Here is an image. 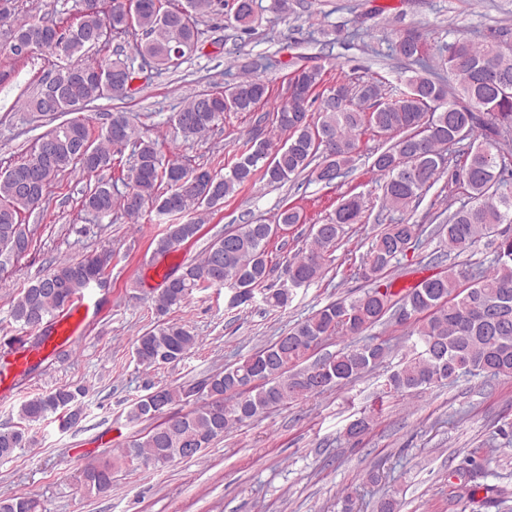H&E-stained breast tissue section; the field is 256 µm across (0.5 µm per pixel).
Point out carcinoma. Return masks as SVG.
I'll use <instances>...</instances> for the list:
<instances>
[{"instance_id": "obj_1", "label": "carcinoma", "mask_w": 512, "mask_h": 512, "mask_svg": "<svg viewBox=\"0 0 512 512\" xmlns=\"http://www.w3.org/2000/svg\"><path fill=\"white\" fill-rule=\"evenodd\" d=\"M226 7L231 24L243 34L261 19L259 0H112V6L101 10L83 9L72 22L41 18L9 23L14 0H0L1 50L15 58V44L35 30L41 36L40 51L56 52L63 59L53 64L28 101L33 110L42 107L52 119L63 121L35 139L25 160L0 172V284L12 257L32 247L34 233L26 217L43 208L50 188L66 171L78 168L92 176L112 168L114 156L130 149L132 162L122 177L125 190L99 178L83 195L81 206L96 217L118 212L137 218L152 209L175 218L155 243L154 255L164 257L196 237L203 215L258 177L277 186L305 172L310 181L325 186L348 177L356 170L359 136L368 131L394 139L372 153V169L384 176L382 209L418 208L446 175L448 193L462 200L442 225L448 252L459 256L494 236L493 258L486 268L453 263L448 271L403 292L383 290L378 280L419 243L422 233L419 224L386 225L372 241L362 268L363 277L376 286L353 300L320 308L237 364L200 381L144 395L127 412L133 423L154 419L152 412L159 408L180 405L186 411L134 436L115 460L84 467L79 482L89 494L112 490L122 463L143 459L166 465L192 459L227 430L302 397L342 387L374 369L383 362L386 347L373 338L321 358L323 373L315 372L317 362L305 361L324 340L357 336L386 316L399 324L417 321L412 353L388 376L391 392L429 388L463 374L512 377V235L499 231V225L512 224V146L504 144L512 135V56L492 41L479 45L456 35L440 55L448 81L437 80L428 76L421 34L407 29L396 35L391 49L420 70L395 83L379 74L337 82L317 95L315 112L309 111L310 100L323 83V73L317 67L301 69L288 79L287 97L276 112L256 116L222 174L190 159L164 161L158 141L143 137L123 111L112 113L110 124L97 134L89 119L66 118L98 100L127 97L143 74L135 58L109 51L112 35L140 36L136 58H149L157 71L175 69L202 49L199 18L221 17ZM91 51L98 57L88 56ZM269 96V82L248 76L221 91L191 96L170 121L184 140H197L227 115L256 112ZM273 129L286 135L283 144H274ZM465 140L467 149L457 148ZM364 208L362 195L352 194L325 222L312 225L311 246L299 250L286 266L289 287L268 289L265 301L283 307L291 289L321 278L325 257L339 248L344 226L356 223ZM189 214L198 218L180 221ZM302 223L300 209L284 206L275 223L238 224L215 239L200 261L164 275L162 288L151 297L160 319L137 337V361L151 368L184 359L197 337L189 326L165 319L170 310L210 286L233 291V304L251 300L254 289L270 275L269 243ZM111 265L108 250L53 261L18 292L10 316L29 326L51 325ZM85 394L84 387L63 385L23 402L19 423L0 430V460L33 444V422L55 415L66 428L77 424ZM185 448L192 452L183 453ZM459 475L471 482L467 498H474L480 488L505 494L477 482L487 477L486 465L471 458ZM35 509L34 501L24 496L0 499V512Z\"/></svg>"}]
</instances>
